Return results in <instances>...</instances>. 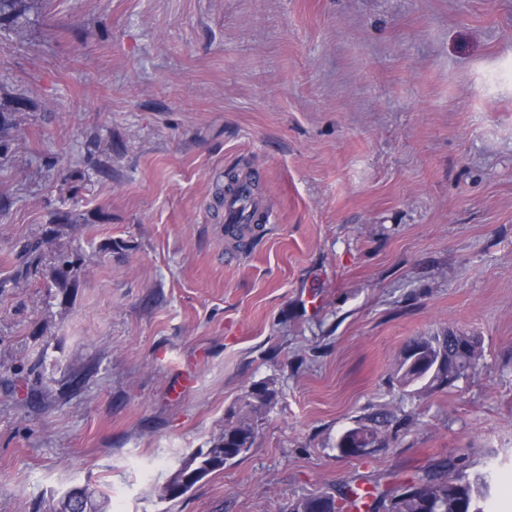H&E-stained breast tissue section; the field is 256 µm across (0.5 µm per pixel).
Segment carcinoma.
I'll return each instance as SVG.
<instances>
[{
  "label": "carcinoma",
  "mask_w": 512,
  "mask_h": 512,
  "mask_svg": "<svg viewBox=\"0 0 512 512\" xmlns=\"http://www.w3.org/2000/svg\"><path fill=\"white\" fill-rule=\"evenodd\" d=\"M23 0H0V22L8 19L19 22L25 16ZM82 268L79 258L64 254L58 260V276L66 282L78 277ZM473 348L479 354L481 341L476 336L448 333L421 336L413 343L420 346L426 355L442 359L436 369L414 372L406 368V362L397 360L395 373L401 386L409 388L419 383L430 389H444L470 370V359L459 348L453 350L448 342ZM258 392L247 390L240 400V406L233 415V421L224 427V436L206 450L192 455L175 472L170 482L187 479L186 489H191L213 471L221 470L228 464L242 459L255 441V421L276 400L277 393L269 383L257 384ZM490 490V473L473 476L466 466L453 460L441 462L436 469L428 470L409 482L378 495V502L385 512H485L483 502ZM334 502L331 494L311 495L298 500L290 512H314V505L321 501Z\"/></svg>",
  "instance_id": "obj_1"
}]
</instances>
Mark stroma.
<instances>
[{
  "instance_id": "35a3bbf8",
  "label": "stroma",
  "mask_w": 512,
  "mask_h": 512,
  "mask_svg": "<svg viewBox=\"0 0 512 512\" xmlns=\"http://www.w3.org/2000/svg\"><path fill=\"white\" fill-rule=\"evenodd\" d=\"M25 5L0 24V512L77 484L106 512H290L459 455L512 512V0ZM231 170L271 206L237 258ZM448 330L480 363L406 392L402 347ZM263 381L245 457L164 497ZM373 425H365L362 424L358 426L359 432H361L365 437L372 438L373 441L379 442V445L382 443L381 430L379 429V425L384 423L382 420H372ZM371 439H359L356 443H344L340 440L339 446L341 450L345 453H353L358 456H364L369 453H372L379 446L377 443H373Z\"/></svg>"
}]
</instances>
